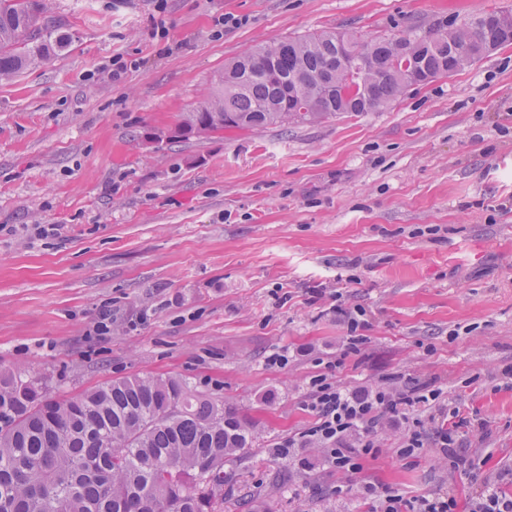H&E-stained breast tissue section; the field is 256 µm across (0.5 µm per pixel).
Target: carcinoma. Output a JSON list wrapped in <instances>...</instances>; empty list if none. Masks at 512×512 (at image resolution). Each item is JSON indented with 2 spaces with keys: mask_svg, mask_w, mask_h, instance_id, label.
<instances>
[{
  "mask_svg": "<svg viewBox=\"0 0 512 512\" xmlns=\"http://www.w3.org/2000/svg\"><path fill=\"white\" fill-rule=\"evenodd\" d=\"M49 0H0V83L71 44L40 24ZM512 29V12H482L403 32L407 63L437 69L448 44L477 47L490 21ZM379 61L370 94L339 60L336 31L288 38L234 59L178 127L177 139L211 127L311 124L343 113L380 112L405 92L391 37L371 41ZM253 426L217 397L177 378L110 380L76 396H47L40 378L0 372V512H224V461L252 447Z\"/></svg>",
  "mask_w": 512,
  "mask_h": 512,
  "instance_id": "obj_1",
  "label": "carcinoma"
}]
</instances>
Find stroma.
I'll return each mask as SVG.
<instances>
[{
	"mask_svg": "<svg viewBox=\"0 0 512 512\" xmlns=\"http://www.w3.org/2000/svg\"><path fill=\"white\" fill-rule=\"evenodd\" d=\"M491 10L512 0H50L70 47L0 84V370L53 396L171 376L223 398L258 435L224 464V512H370L368 483L463 501L511 470L512 44L380 112L170 139L252 45ZM357 307L368 341L347 355ZM329 371L442 389L483 424L456 442L474 469L397 456L388 421L355 473L275 454Z\"/></svg>",
	"mask_w": 512,
	"mask_h": 512,
	"instance_id": "stroma-1",
	"label": "stroma"
}]
</instances>
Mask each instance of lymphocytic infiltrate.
Returning a JSON list of instances; mask_svg holds the SVG:
<instances>
[{"label": "lymphocytic infiltrate", "instance_id": "1", "mask_svg": "<svg viewBox=\"0 0 512 512\" xmlns=\"http://www.w3.org/2000/svg\"><path fill=\"white\" fill-rule=\"evenodd\" d=\"M310 410L313 420L304 431L306 440L323 445L327 457L336 469L352 472L357 465L352 449L346 448L350 436H358L363 453H370L374 446L373 427L380 416L406 424L407 430L400 456L412 455L427 448L431 452L452 456L456 467L470 469V461L454 452L458 429L471 426L470 418L451 411L442 419L434 432H427L422 421L416 418L419 407L436 403L440 390L426 385L408 386L402 390L376 387L352 390L341 386L329 375L315 376L311 383ZM363 493L376 497L378 512H457L458 503L451 493L422 496L413 500L386 490L378 491L373 485H365Z\"/></svg>", "mask_w": 512, "mask_h": 512}]
</instances>
